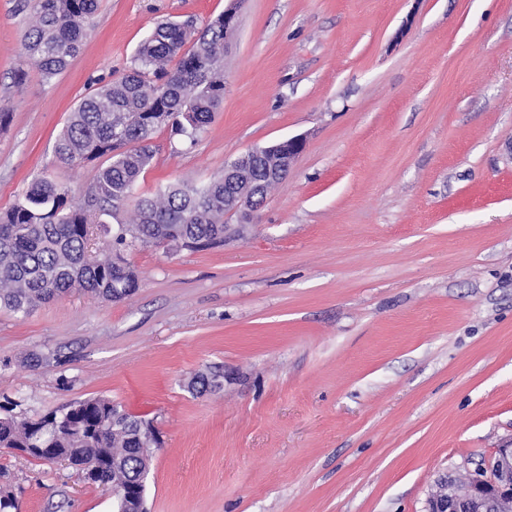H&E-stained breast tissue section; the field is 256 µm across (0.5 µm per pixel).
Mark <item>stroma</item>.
<instances>
[{
	"instance_id": "1",
	"label": "stroma",
	"mask_w": 512,
	"mask_h": 512,
	"mask_svg": "<svg viewBox=\"0 0 512 512\" xmlns=\"http://www.w3.org/2000/svg\"><path fill=\"white\" fill-rule=\"evenodd\" d=\"M0 0V213L156 23L237 10L224 101L195 138L159 129L120 211L219 176L256 147H305L222 246L124 247L126 301L74 291L0 309V406L36 418L106 397L153 423L149 512H425L512 444V0H98L51 81ZM224 371V387L192 390ZM16 512H112L67 464L0 450Z\"/></svg>"
}]
</instances>
